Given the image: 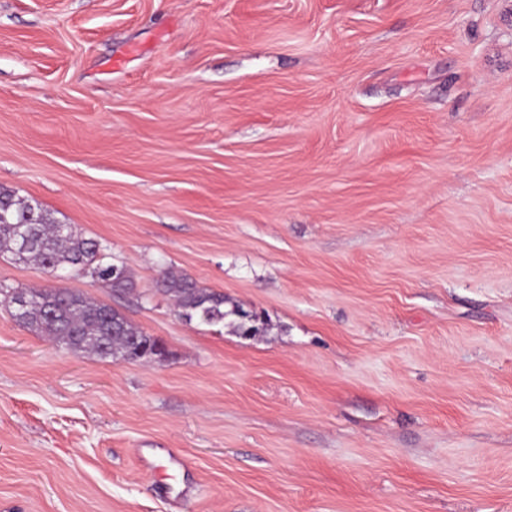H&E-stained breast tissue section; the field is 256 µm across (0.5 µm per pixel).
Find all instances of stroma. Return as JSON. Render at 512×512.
<instances>
[{
    "label": "stroma",
    "instance_id": "1",
    "mask_svg": "<svg viewBox=\"0 0 512 512\" xmlns=\"http://www.w3.org/2000/svg\"><path fill=\"white\" fill-rule=\"evenodd\" d=\"M0 187L168 351L0 307V512H512V0H0ZM158 283L161 290L173 300L178 317L186 321L197 319L204 324L223 323L240 336H256L266 330L262 317L249 314L234 304L226 309L228 300L224 293L201 286L173 267L161 272Z\"/></svg>",
    "mask_w": 512,
    "mask_h": 512
}]
</instances>
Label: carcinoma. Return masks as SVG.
<instances>
[{
    "instance_id": "cac0c4a2",
    "label": "carcinoma",
    "mask_w": 512,
    "mask_h": 512,
    "mask_svg": "<svg viewBox=\"0 0 512 512\" xmlns=\"http://www.w3.org/2000/svg\"><path fill=\"white\" fill-rule=\"evenodd\" d=\"M0 254L36 265L50 273L66 270L122 294L134 288L128 270L119 283L112 279L114 264L104 262L103 246L79 232H66L40 206L14 192L0 189ZM161 290L174 302L178 317L204 324L223 323L240 336L266 330L264 319L237 305L226 307L224 294L206 288L181 271L161 272ZM0 305L30 331L46 335L71 353L100 359L144 361L162 342L133 325L123 314L94 298L67 288L20 289L0 282Z\"/></svg>"
}]
</instances>
